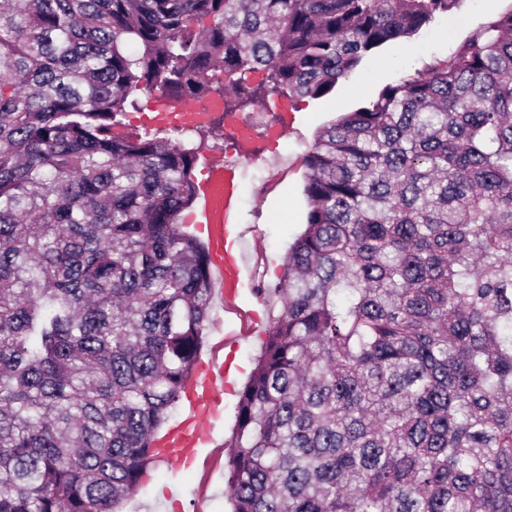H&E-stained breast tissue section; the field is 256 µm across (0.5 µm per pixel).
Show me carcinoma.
<instances>
[{
  "label": "carcinoma",
  "mask_w": 512,
  "mask_h": 512,
  "mask_svg": "<svg viewBox=\"0 0 512 512\" xmlns=\"http://www.w3.org/2000/svg\"><path fill=\"white\" fill-rule=\"evenodd\" d=\"M461 0H0V512H121L210 322L135 91L318 99ZM232 512H512V12L323 127ZM134 98L137 99V105L135 108L128 109V112H126L125 117L122 119L124 125L120 130L128 133H143L147 127L145 125V116L150 112L149 106L152 98L141 91H137L134 94Z\"/></svg>",
  "instance_id": "carcinoma-1"
}]
</instances>
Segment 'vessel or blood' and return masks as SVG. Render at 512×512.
I'll list each match as a JSON object with an SVG mask.
<instances>
[{
    "mask_svg": "<svg viewBox=\"0 0 512 512\" xmlns=\"http://www.w3.org/2000/svg\"><path fill=\"white\" fill-rule=\"evenodd\" d=\"M151 123L156 127L195 129L210 124L212 113L199 111L161 96L153 103ZM241 190L238 162L205 160L195 184L194 205L182 217L203 235L210 254L213 297L217 301L238 298L249 284L244 235L240 224ZM224 368L204 363L192 375L184 391V413L167 431L155 438L154 448L162 464L178 472L198 466L204 448L214 444V422L220 413L219 392Z\"/></svg>",
    "mask_w": 512,
    "mask_h": 512,
    "instance_id": "1",
    "label": "vessel or blood"
}]
</instances>
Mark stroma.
I'll list each match as a JSON object with an SVG mask.
<instances>
[{
	"label": "stroma",
	"instance_id": "stroma-1",
	"mask_svg": "<svg viewBox=\"0 0 512 512\" xmlns=\"http://www.w3.org/2000/svg\"><path fill=\"white\" fill-rule=\"evenodd\" d=\"M510 11L512 0H463L454 14L438 17L410 40L383 45L326 96L299 99L286 112L264 113V123L284 125L285 131L275 144L257 137L262 161L241 164L242 224L250 244L254 285L264 291L258 306L251 294H243L239 301L241 311L258 310L268 322L279 312L280 302L269 288L281 278L288 248L305 228L309 209L304 192L305 156L319 130L341 114L367 106L403 72H421L435 61L447 58L473 31ZM262 343L259 336H248L241 342L236 355L238 368L229 378L235 393L226 398L224 410L215 423L220 443H229L232 437L237 394L249 380ZM202 476L199 470L175 473L155 466L142 490L123 505L122 512H173L162 497L163 488L170 485L182 490L180 512H193L195 491Z\"/></svg>",
	"mask_w": 512,
	"mask_h": 512
}]
</instances>
